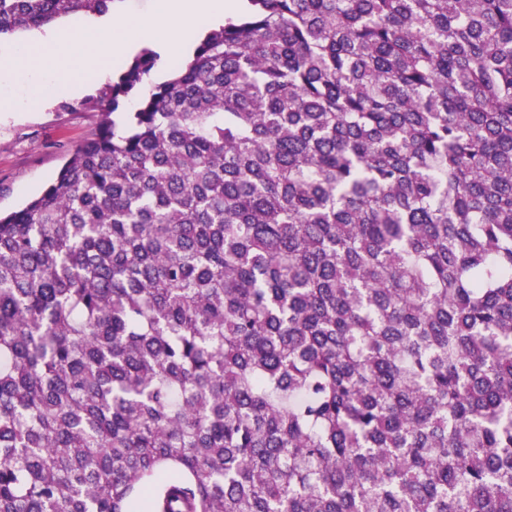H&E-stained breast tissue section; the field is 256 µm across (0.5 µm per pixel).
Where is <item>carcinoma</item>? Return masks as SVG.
Returning <instances> with one entry per match:
<instances>
[{"label": "carcinoma", "instance_id": "carcinoma-1", "mask_svg": "<svg viewBox=\"0 0 512 512\" xmlns=\"http://www.w3.org/2000/svg\"><path fill=\"white\" fill-rule=\"evenodd\" d=\"M246 4L0 213V512H512V0Z\"/></svg>", "mask_w": 512, "mask_h": 512}]
</instances>
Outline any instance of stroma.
Wrapping results in <instances>:
<instances>
[{"label":"stroma","mask_w":512,"mask_h":512,"mask_svg":"<svg viewBox=\"0 0 512 512\" xmlns=\"http://www.w3.org/2000/svg\"><path fill=\"white\" fill-rule=\"evenodd\" d=\"M83 92L57 93L20 76L0 83V94L20 103L13 112H0V211L18 209L39 194L76 147L96 137L103 116L86 107L110 75L78 74Z\"/></svg>","instance_id":"obj_1"}]
</instances>
